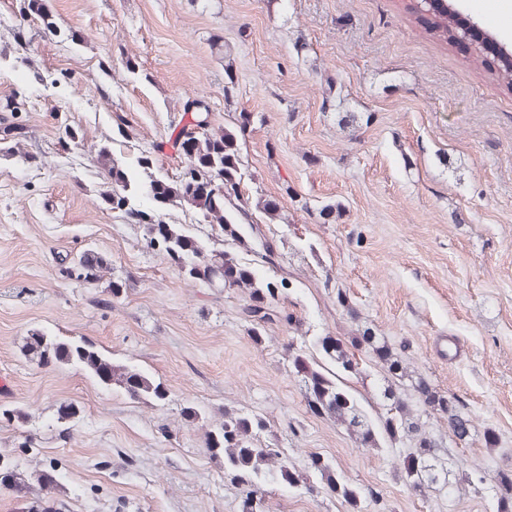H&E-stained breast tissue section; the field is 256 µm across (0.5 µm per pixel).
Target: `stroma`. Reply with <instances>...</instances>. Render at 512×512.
I'll return each mask as SVG.
<instances>
[{
    "label": "stroma",
    "mask_w": 512,
    "mask_h": 512,
    "mask_svg": "<svg viewBox=\"0 0 512 512\" xmlns=\"http://www.w3.org/2000/svg\"><path fill=\"white\" fill-rule=\"evenodd\" d=\"M502 0H457L512 49V11ZM54 31L40 32L0 0V52L24 30L38 71L0 67V107L14 102L31 162L0 159V455L23 472L55 465L60 486L46 512H239L242 491L224 476L205 432L232 408L261 415L291 468L311 455L334 464L356 488L363 512H495L468 485L418 492L398 477L413 443L366 448L313 414L288 357L315 352L322 336L370 330L402 349L410 397L425 379L470 410L473 428L450 440L440 416L425 430L441 459L491 474L512 469V91L489 66L438 43L401 0H47ZM82 32L72 43L71 32ZM133 61L140 78L128 76ZM205 99L220 127L239 113L252 197L278 202L281 219L254 239L276 248L266 277L287 279L278 302L295 323L248 334L249 298L184 278L142 225L100 198L105 175L93 161L125 128L151 145L168 174L184 161L166 140L183 104ZM86 136L64 153L66 128ZM331 216H323L324 206ZM92 249L127 283L110 301L108 281L80 284L67 269ZM345 293L356 310L338 305ZM82 336L118 363L167 389L142 402L67 365L28 353L33 331ZM452 336L463 345L448 358ZM340 380L370 419L384 414L389 377L371 351ZM77 414L62 426V409ZM193 406L202 420L182 415ZM498 436L485 445L487 431ZM263 512H349L325 488L288 487L267 477Z\"/></svg>",
    "instance_id": "stroma-1"
}]
</instances>
